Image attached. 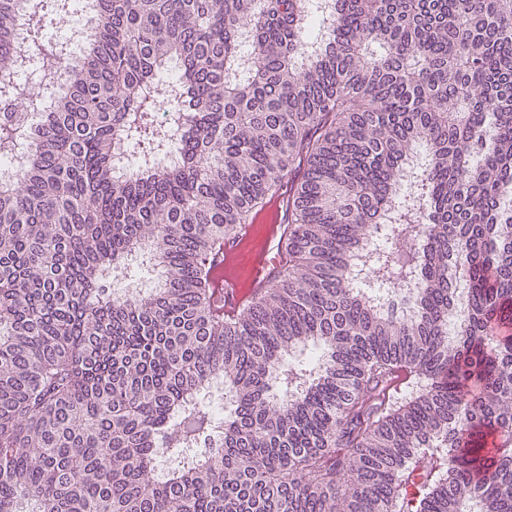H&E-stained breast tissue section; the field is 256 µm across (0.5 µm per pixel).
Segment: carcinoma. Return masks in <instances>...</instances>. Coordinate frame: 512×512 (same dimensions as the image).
<instances>
[{
  "label": "carcinoma",
  "mask_w": 512,
  "mask_h": 512,
  "mask_svg": "<svg viewBox=\"0 0 512 512\" xmlns=\"http://www.w3.org/2000/svg\"><path fill=\"white\" fill-rule=\"evenodd\" d=\"M78 2L0 0V73L21 21L70 71L0 114V512H512V0H95L74 57ZM285 182L226 321L205 265Z\"/></svg>",
  "instance_id": "1"
}]
</instances>
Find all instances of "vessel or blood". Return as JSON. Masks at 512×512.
<instances>
[{
  "instance_id": "obj_1",
  "label": "vessel or blood",
  "mask_w": 512,
  "mask_h": 512,
  "mask_svg": "<svg viewBox=\"0 0 512 512\" xmlns=\"http://www.w3.org/2000/svg\"><path fill=\"white\" fill-rule=\"evenodd\" d=\"M287 222L288 196L279 192L251 223L238 225L225 236L223 259L212 268L210 282L223 292L226 315H236L254 293L279 280L286 242L282 227Z\"/></svg>"
}]
</instances>
